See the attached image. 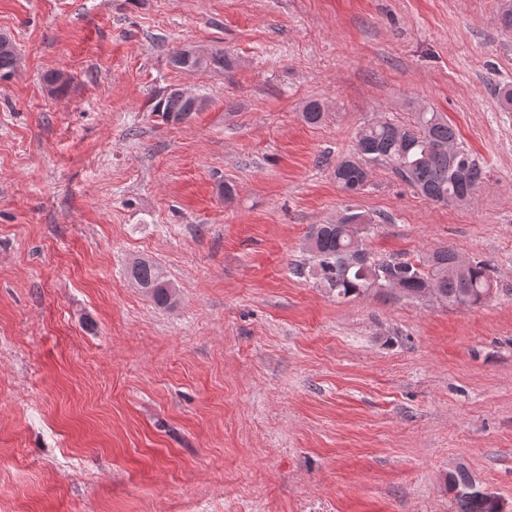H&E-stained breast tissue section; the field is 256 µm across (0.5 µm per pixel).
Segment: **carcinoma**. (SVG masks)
<instances>
[{
	"label": "carcinoma",
	"mask_w": 512,
	"mask_h": 512,
	"mask_svg": "<svg viewBox=\"0 0 512 512\" xmlns=\"http://www.w3.org/2000/svg\"><path fill=\"white\" fill-rule=\"evenodd\" d=\"M17 49L0 46V78L15 70ZM173 67L187 71L227 70L233 62L224 51H215L203 62L181 57L173 52ZM200 110L190 101L169 91L156 101L152 111L166 120L186 118ZM324 116L322 105L311 100L302 110L303 120L318 125ZM356 157L336 163L334 178L345 191L356 193L365 186L366 164L384 162L413 190L426 199L445 205L462 204L471 199L483 182L486 171L482 162L462 142L453 125L440 112L422 108L413 121L398 125L379 120L364 126L357 137ZM373 224L372 218L351 208L334 224H313L307 232L309 251L336 297H359L373 288L382 289L398 283L403 296L416 298L424 288L435 290L438 301L448 306H473L483 303L493 290L491 267L483 261L461 265L454 249L444 247L414 264L402 260H375L369 253L358 256L351 249L354 239ZM130 276L159 307L176 302V291L168 287L161 270L148 260L132 264ZM473 478L464 469L448 477V493L453 495L455 512H497L495 501L470 491Z\"/></svg>",
	"instance_id": "obj_1"
}]
</instances>
